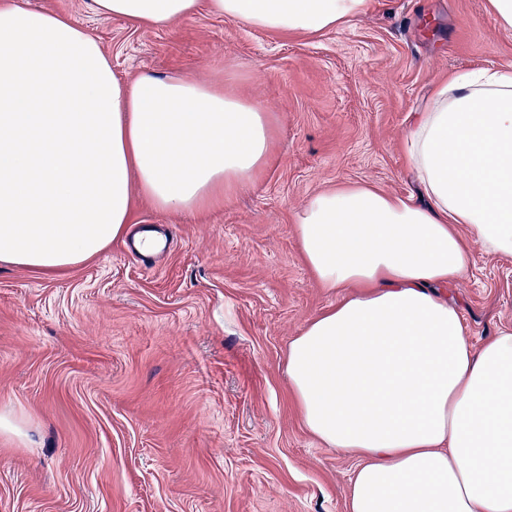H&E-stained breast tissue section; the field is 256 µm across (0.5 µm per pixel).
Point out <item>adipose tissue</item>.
I'll return each instance as SVG.
<instances>
[{
  "label": "adipose tissue",
  "mask_w": 512,
  "mask_h": 512,
  "mask_svg": "<svg viewBox=\"0 0 512 512\" xmlns=\"http://www.w3.org/2000/svg\"><path fill=\"white\" fill-rule=\"evenodd\" d=\"M368 0H93L156 28L206 6L234 23L320 34ZM270 114L223 85L120 80L68 17L0 6V264L58 279L124 241L134 197L214 207L263 168ZM420 200L356 185L297 216L301 257L337 299L289 346L302 421L352 455L348 512H512V327L469 338L446 292L470 240L512 259V70L450 75L408 125Z\"/></svg>",
  "instance_id": "1"
}]
</instances>
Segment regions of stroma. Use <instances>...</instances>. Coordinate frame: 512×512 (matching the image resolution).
<instances>
[{
	"mask_svg": "<svg viewBox=\"0 0 512 512\" xmlns=\"http://www.w3.org/2000/svg\"><path fill=\"white\" fill-rule=\"evenodd\" d=\"M95 33L113 70L222 83L263 105L265 167L223 206L141 224L174 242L154 266L109 246L61 279L0 266V512H347L354 457L305 429L289 342L335 302L305 266L295 216L315 193L418 187L401 149L437 83L512 68L490 0H370L320 35L199 12L167 28L96 14L91 0H17ZM448 296L472 341L512 327V262L470 245Z\"/></svg>",
	"mask_w": 512,
	"mask_h": 512,
	"instance_id": "obj_1",
	"label": "stroma"
}]
</instances>
